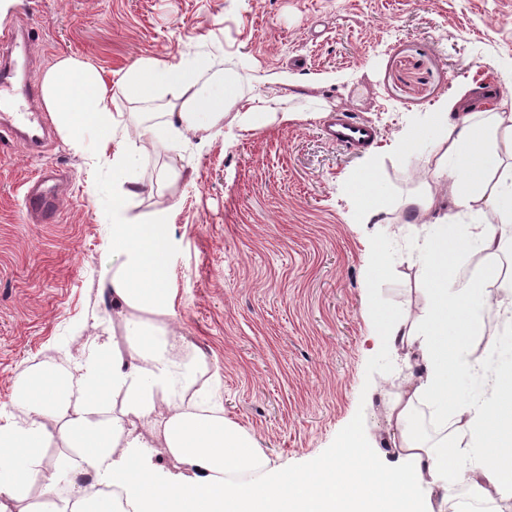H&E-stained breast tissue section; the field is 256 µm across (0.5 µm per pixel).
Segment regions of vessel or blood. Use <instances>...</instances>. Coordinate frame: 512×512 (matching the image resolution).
Returning <instances> with one entry per match:
<instances>
[{
    "instance_id": "b4317fda",
    "label": "vessel or blood",
    "mask_w": 512,
    "mask_h": 512,
    "mask_svg": "<svg viewBox=\"0 0 512 512\" xmlns=\"http://www.w3.org/2000/svg\"><path fill=\"white\" fill-rule=\"evenodd\" d=\"M38 39V33L32 29L7 28L0 31V49L25 56L36 48ZM14 77L11 62L0 63V112L12 110L19 97L30 104L31 109L18 113L9 122L0 121V149L20 145L30 151L41 150L50 142L51 132L40 113L32 109L38 97L37 89L32 84L17 86ZM329 134L338 144L356 149L371 141L373 130L368 125L339 116L330 124ZM23 207L28 220L52 224L60 213L62 198L52 189L49 177L39 175L28 180Z\"/></svg>"
}]
</instances>
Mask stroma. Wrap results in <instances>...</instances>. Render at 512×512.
<instances>
[{
    "label": "stroma",
    "instance_id": "35a3bbf8",
    "mask_svg": "<svg viewBox=\"0 0 512 512\" xmlns=\"http://www.w3.org/2000/svg\"><path fill=\"white\" fill-rule=\"evenodd\" d=\"M40 28L18 76L41 84L59 58L96 66L115 97L123 133L141 151L139 212L163 210L171 233L172 326L203 356L226 421L256 442L269 467H316L349 434L378 465L395 463L388 402L410 378L380 315L423 319L417 261L424 233L406 199L435 183L431 152L444 127L421 119L461 89H494L512 106V0H12L0 29ZM197 55L239 74L244 91L291 72L332 112L373 126L353 151L330 141L324 119L274 123L233 142L193 133L163 154L141 138L140 112L160 103L115 87L143 58ZM417 125L410 151L401 134ZM53 166L74 176L56 223H29L24 184ZM180 176L170 181L167 168ZM438 218L455 222L447 184ZM370 189L379 224L358 219ZM112 168L95 166L54 136L45 153H0V409L13 410L26 365L69 367L90 340L112 333L101 284ZM493 351L512 370V329L478 317L469 353Z\"/></svg>",
    "mask_w": 512,
    "mask_h": 512
}]
</instances>
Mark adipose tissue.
Returning a JSON list of instances; mask_svg holds the SVG:
<instances>
[{
  "label": "adipose tissue",
  "mask_w": 512,
  "mask_h": 512,
  "mask_svg": "<svg viewBox=\"0 0 512 512\" xmlns=\"http://www.w3.org/2000/svg\"><path fill=\"white\" fill-rule=\"evenodd\" d=\"M271 90L247 95L206 58L172 64L146 58L122 77L119 90L141 102L168 101L144 128L155 150L171 153L196 131L233 137L272 123L314 119L328 112L321 97L295 106V79L282 71L266 79ZM45 108L75 152L112 156V224L107 248L112 273L102 283L123 322L121 339L95 342L63 372L49 364L15 377L21 417L0 414V512H447L451 490L463 485L478 504L512 501V377L467 358V342L483 309L512 328V282L497 293L485 284L512 245V205L485 197L489 217L468 235L433 224L420 260L423 331L405 320L385 327L389 346L415 355L418 372L396 393L388 419L397 430L399 466L382 468L353 436L311 470H266L260 448L228 424L209 391L189 394L205 361L179 345L168 328L174 296L169 286L171 236L162 211L133 216L139 188L136 147L113 149L119 116L107 102L104 78L77 56L57 60L41 86ZM429 123L448 134L432 151L434 176L444 179L457 208L471 209L487 174L502 172L512 194V110L473 104L467 91L442 101ZM497 134L496 147L486 145ZM464 157L463 174L448 168ZM478 250L483 272H467L457 257ZM481 378L483 392L459 402L449 372ZM428 407L434 434L415 428ZM60 456L50 457V448ZM171 468H157L153 448ZM466 470H457L461 459ZM92 482H84V475ZM37 501H30L31 490Z\"/></svg>",
  "instance_id": "obj_1"
}]
</instances>
